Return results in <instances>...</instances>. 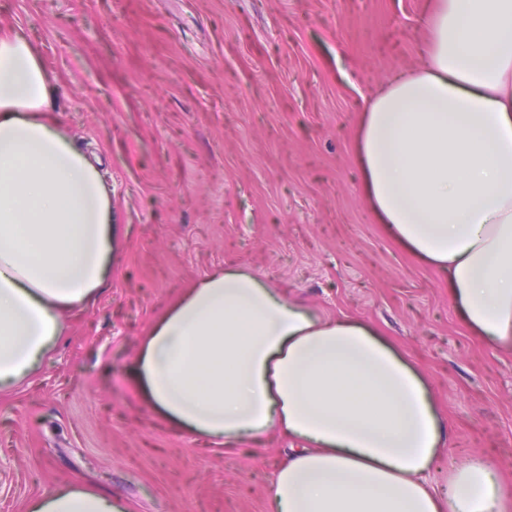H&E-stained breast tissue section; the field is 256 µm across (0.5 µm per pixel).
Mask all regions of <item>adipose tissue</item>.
I'll return each instance as SVG.
<instances>
[{
  "label": "adipose tissue",
  "mask_w": 512,
  "mask_h": 512,
  "mask_svg": "<svg viewBox=\"0 0 512 512\" xmlns=\"http://www.w3.org/2000/svg\"><path fill=\"white\" fill-rule=\"evenodd\" d=\"M428 58L365 107L367 202L393 240L448 278L462 320L512 348V0H433ZM31 46L0 34V386L26 377L65 313L112 276V201L100 172L47 113ZM149 403L233 446L293 443L272 512H505L497 467L471 459L444 489L446 445L422 375L375 330L328 320L229 268L154 325L134 365ZM28 512H127L68 486Z\"/></svg>",
  "instance_id": "adipose-tissue-1"
}]
</instances>
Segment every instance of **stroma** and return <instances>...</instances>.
Listing matches in <instances>:
<instances>
[{"label":"stroma","mask_w":512,"mask_h":512,"mask_svg":"<svg viewBox=\"0 0 512 512\" xmlns=\"http://www.w3.org/2000/svg\"><path fill=\"white\" fill-rule=\"evenodd\" d=\"M431 0H0L53 80V117L101 161L112 280L0 397V512L67 484L129 512H270L289 442L183 431L133 382L151 327L235 267L323 317L358 319L429 382L448 455L512 493V350L461 320L446 275L361 195L365 99L419 67Z\"/></svg>","instance_id":"stroma-1"}]
</instances>
